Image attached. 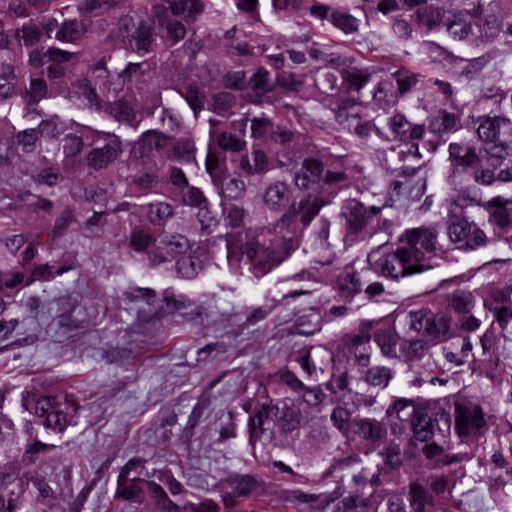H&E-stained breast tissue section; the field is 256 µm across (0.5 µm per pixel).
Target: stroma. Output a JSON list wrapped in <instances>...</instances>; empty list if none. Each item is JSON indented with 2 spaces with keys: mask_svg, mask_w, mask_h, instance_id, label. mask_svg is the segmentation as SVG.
I'll return each mask as SVG.
<instances>
[{
  "mask_svg": "<svg viewBox=\"0 0 512 512\" xmlns=\"http://www.w3.org/2000/svg\"><path fill=\"white\" fill-rule=\"evenodd\" d=\"M260 33L302 39L314 50L355 55L379 68L420 60L413 46L393 43L374 27L351 40L269 18ZM450 57L435 51L431 66L460 86L512 77L511 57L488 53L466 71ZM301 121L346 147L372 191L391 195L397 177L374 144L330 112H306ZM53 246L68 260L61 277L29 288L0 322V376L72 389L81 405L66 440L33 471L39 512H104L120 477L144 465L197 496L230 492L233 476L247 472L259 487L257 512H292L286 484L247 465L238 408L245 382L288 347L332 335L356 317L512 273V250L491 248L375 299L345 302L293 267L259 281L216 271L185 284L114 257L104 234L58 233Z\"/></svg>",
  "mask_w": 512,
  "mask_h": 512,
  "instance_id": "35a3bbf8",
  "label": "stroma"
}]
</instances>
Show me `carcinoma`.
Segmentation results:
<instances>
[{
	"label": "carcinoma",
	"mask_w": 512,
	"mask_h": 512,
	"mask_svg": "<svg viewBox=\"0 0 512 512\" xmlns=\"http://www.w3.org/2000/svg\"><path fill=\"white\" fill-rule=\"evenodd\" d=\"M265 17L344 36L376 26L422 51L446 41L466 69L476 52L512 56V0H0L5 212L109 230L117 257L173 282L221 268L262 280L299 264L347 302L512 249V82L466 96L421 65L382 71L261 38L252 27ZM308 111L377 143L393 173L446 155L444 194L404 223L417 185L397 206L380 201L350 153L296 119ZM63 267L36 235L0 241V318ZM511 339L512 276L417 294L291 346L245 385L250 460L288 480L294 512H469L472 469L512 472V391L500 393ZM79 411L66 388L0 382V512H37L24 466L57 448ZM233 497L247 512L254 485L238 480ZM494 502L512 512V488L500 484ZM112 512L225 504L145 466Z\"/></svg>",
	"instance_id": "carcinoma-1"
}]
</instances>
